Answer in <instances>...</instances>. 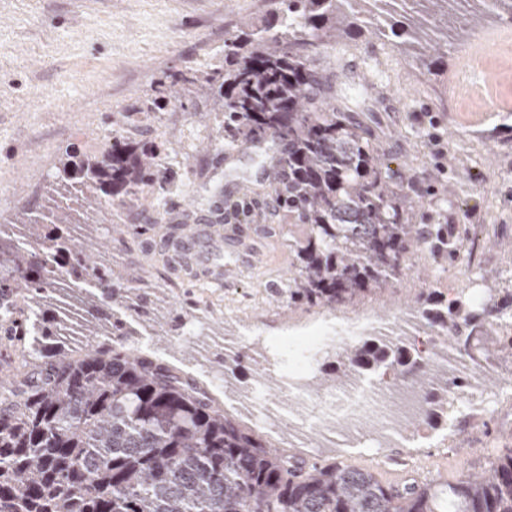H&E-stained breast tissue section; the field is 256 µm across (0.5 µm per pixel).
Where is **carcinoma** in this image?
Wrapping results in <instances>:
<instances>
[{"mask_svg":"<svg viewBox=\"0 0 512 512\" xmlns=\"http://www.w3.org/2000/svg\"><path fill=\"white\" fill-rule=\"evenodd\" d=\"M279 21L250 25L224 44V70L205 78L231 142L283 146L276 190L303 227L291 245L288 307H336L393 287L411 256L467 259V234L412 224L415 176L392 180L373 129L331 92L312 64L323 44L364 33L396 38L418 63L448 46L473 17L503 18L512 0H278ZM155 146L112 135L98 157L65 159L45 203L0 224V294L24 300L5 316L0 346L31 340L42 359L0 380V512H512V453L446 489L385 484L340 462L304 466L280 456L166 361L127 348L150 336L144 278L116 273L83 234L93 216L126 208L164 179ZM415 318L456 358L477 330L512 354V292L425 299ZM90 336L87 350L67 342ZM106 341L101 342L99 338ZM250 359L224 354V378ZM393 372L422 388L424 413L448 403V364L409 339L347 343L325 375Z\"/></svg>","mask_w":512,"mask_h":512,"instance_id":"cac0c4a2","label":"carcinoma"}]
</instances>
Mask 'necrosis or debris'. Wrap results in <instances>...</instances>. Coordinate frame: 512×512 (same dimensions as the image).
<instances>
[{"label": "necrosis or debris", "instance_id": "obj_1", "mask_svg": "<svg viewBox=\"0 0 512 512\" xmlns=\"http://www.w3.org/2000/svg\"><path fill=\"white\" fill-rule=\"evenodd\" d=\"M384 327L375 324L332 323L307 339L289 343L293 354L292 368L288 374L290 392L305 405L306 419L298 426V434L305 439H328L335 424H342L345 438L350 444H360L367 422H376L380 428L389 429L391 422H412L419 402L416 391L398 385H380L364 376H357L337 387L335 392L318 403H311L308 379L313 359L324 347L356 341L357 337L384 334Z\"/></svg>", "mask_w": 512, "mask_h": 512}]
</instances>
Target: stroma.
I'll return each instance as SVG.
<instances>
[{
  "instance_id": "stroma-1",
  "label": "stroma",
  "mask_w": 512,
  "mask_h": 512,
  "mask_svg": "<svg viewBox=\"0 0 512 512\" xmlns=\"http://www.w3.org/2000/svg\"><path fill=\"white\" fill-rule=\"evenodd\" d=\"M277 0H0V222L43 204L66 154L100 155L113 131L163 145L167 180L145 188L138 208L99 218L113 268H140L157 296L159 316L192 321L184 337L134 336L130 345L163 359L209 390L224 410L256 430L288 459L306 465L341 462L386 484L409 479L436 486L478 473L512 448V355L493 359L470 404L406 426L405 439L367 447L296 439L292 400L283 387L263 390L274 417L261 423L242 390L255 388L251 369L224 387L218 354L245 349L270 374L287 376L281 341L357 315L375 323L400 321L418 297L454 298L486 288L495 277L512 289V31L498 19L470 24L433 69L400 55L390 39L365 34L324 46L314 58L334 90L365 85L376 101L367 113L392 170L418 175L415 224L468 230L472 261L416 257L392 288L334 309H291L280 292L300 237L263 169L277 154L270 144L229 153V139L212 96L196 86H170V74L201 75L224 66V43L244 24L269 18ZM496 43L484 67L461 66L462 55L486 37ZM495 75L485 83V72ZM263 200L247 219V237L215 222L212 207ZM164 224H153L156 214ZM196 229L191 249L224 240L216 264L222 281L198 280L168 263L165 224ZM117 224H144L142 235L115 240Z\"/></svg>"
}]
</instances>
